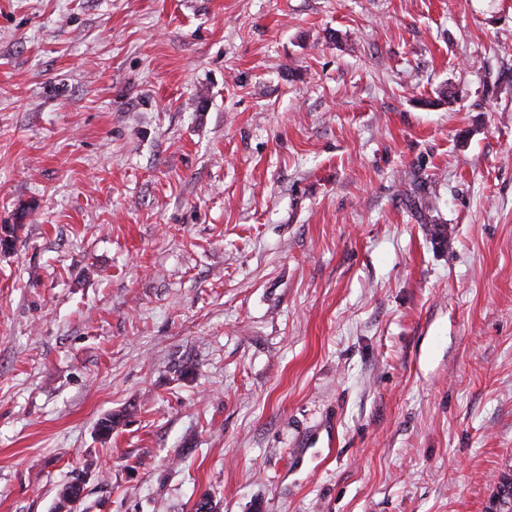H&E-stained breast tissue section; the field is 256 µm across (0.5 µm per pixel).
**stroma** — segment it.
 Segmentation results:
<instances>
[{"label":"stroma","instance_id":"stroma-1","mask_svg":"<svg viewBox=\"0 0 512 512\" xmlns=\"http://www.w3.org/2000/svg\"><path fill=\"white\" fill-rule=\"evenodd\" d=\"M1 224L0 512L512 470V0H0Z\"/></svg>","mask_w":512,"mask_h":512}]
</instances>
